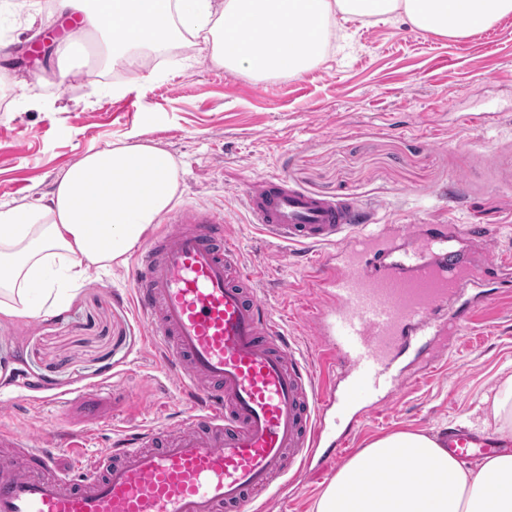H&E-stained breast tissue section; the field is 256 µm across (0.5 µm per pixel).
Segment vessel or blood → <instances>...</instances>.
Here are the masks:
<instances>
[{
  "instance_id": "b4317fda",
  "label": "vessel or blood",
  "mask_w": 512,
  "mask_h": 512,
  "mask_svg": "<svg viewBox=\"0 0 512 512\" xmlns=\"http://www.w3.org/2000/svg\"><path fill=\"white\" fill-rule=\"evenodd\" d=\"M251 223L291 245L327 247L309 261L304 287L322 295L309 318L329 373L344 390L316 385L242 264L221 213L173 210L129 269L148 340L181 384L189 407L175 425L134 433L93 464L67 438L70 469L32 434L0 427V512H259L287 475L328 466L349 434L325 437L327 411L387 385L402 357L419 358L475 308L471 288L512 286V260L473 259L490 246L488 224H378L347 196L310 195L285 176L245 193ZM443 446L465 460L501 446L489 433L449 429Z\"/></svg>"
}]
</instances>
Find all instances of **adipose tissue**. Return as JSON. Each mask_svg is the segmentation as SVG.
Returning a JSON list of instances; mask_svg holds the SVG:
<instances>
[{
    "label": "adipose tissue",
    "mask_w": 512,
    "mask_h": 512,
    "mask_svg": "<svg viewBox=\"0 0 512 512\" xmlns=\"http://www.w3.org/2000/svg\"><path fill=\"white\" fill-rule=\"evenodd\" d=\"M105 38L113 63L190 36L225 70L299 75L322 59L337 20L398 19L463 39L512 14V0H54ZM179 190L170 153L123 142L85 154L37 205L0 204V318L62 311L91 270H111L169 209ZM314 512H512V454L465 467L438 437L398 431L348 459Z\"/></svg>",
    "instance_id": "obj_1"
}]
</instances>
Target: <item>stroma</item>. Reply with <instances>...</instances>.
<instances>
[{
  "mask_svg": "<svg viewBox=\"0 0 512 512\" xmlns=\"http://www.w3.org/2000/svg\"><path fill=\"white\" fill-rule=\"evenodd\" d=\"M35 3L42 22L52 17V0ZM42 22L29 25L27 12L0 0V50L18 78H43L35 104L0 86V204L38 202L84 154L139 134L176 159L177 204L223 214L297 358L318 362L319 336L293 316L313 295L301 286L298 248L249 221L245 193L261 179L346 192L379 224H496L492 255L512 254V15L460 40L399 21L341 20L320 64L262 81L169 46L134 85L126 68L101 61L99 37L49 40ZM128 273L125 264L91 271L57 316L0 319V425L41 434L45 401L61 399L58 430L88 434L92 458L178 420L180 388L147 343ZM511 377L512 295H501L411 366L388 410H336L331 433L351 429L347 459L392 431L495 428L490 399ZM332 477L303 476L265 512H313Z\"/></svg>",
  "mask_w": 512,
  "mask_h": 512,
  "instance_id": "35a3bbf8",
  "label": "stroma"
}]
</instances>
